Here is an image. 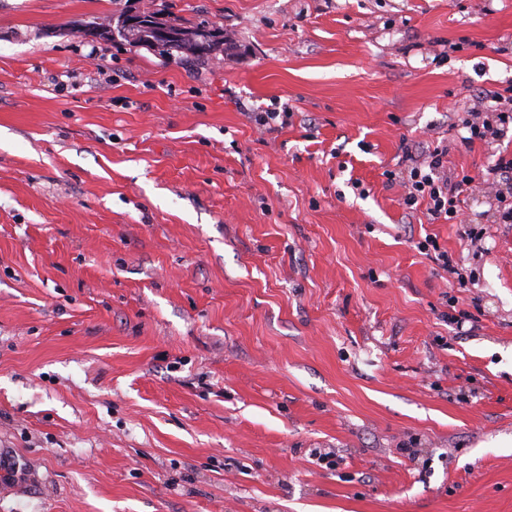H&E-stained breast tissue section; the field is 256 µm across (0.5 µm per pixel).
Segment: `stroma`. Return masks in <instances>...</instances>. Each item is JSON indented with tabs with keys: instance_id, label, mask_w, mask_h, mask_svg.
Here are the masks:
<instances>
[{
	"instance_id": "stroma-1",
	"label": "stroma",
	"mask_w": 512,
	"mask_h": 512,
	"mask_svg": "<svg viewBox=\"0 0 512 512\" xmlns=\"http://www.w3.org/2000/svg\"><path fill=\"white\" fill-rule=\"evenodd\" d=\"M510 85L512 0H0V512H512ZM141 12V13H140ZM134 15L140 20L139 26H127V20L131 13L120 15L114 23L112 17L97 18L101 22L92 21L78 28L72 29V34L78 36H88L84 28L91 30V35L103 38L115 43L126 42L132 46L143 47L153 50L161 57H169L172 51H178L197 59L210 58L216 52H224V30L215 28L209 29L206 26L187 27L178 22L177 19H171L158 10H143ZM167 17V18H165ZM164 24L174 33V38L166 43L160 44L155 32V25ZM208 31L211 35L206 46H202L201 35ZM464 114H467L470 118H466L463 122L465 123V128H468L470 131V137L469 140H473L474 138L478 139H485L487 136H491L494 138V136L499 135L500 129L494 127L488 123L486 120H481V115L483 112H479L478 110H466ZM402 148L404 161L411 164L407 165L410 170L404 203L410 207L426 203V213L433 221L442 217L446 221L455 219V201L461 187L472 181L473 177L464 175L460 180L448 179L447 165L444 164V158L448 156L447 149L435 147L428 154L431 160L427 165H422L417 163L412 146L405 143ZM426 166L428 170H425ZM481 179L486 182H491L495 186L498 185H511L512 186V158L506 159L500 157L497 163L486 169L481 174Z\"/></svg>"
}]
</instances>
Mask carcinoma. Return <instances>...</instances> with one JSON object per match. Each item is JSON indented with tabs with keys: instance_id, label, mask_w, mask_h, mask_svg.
Masks as SVG:
<instances>
[{
	"instance_id": "obj_1",
	"label": "carcinoma",
	"mask_w": 512,
	"mask_h": 512,
	"mask_svg": "<svg viewBox=\"0 0 512 512\" xmlns=\"http://www.w3.org/2000/svg\"><path fill=\"white\" fill-rule=\"evenodd\" d=\"M138 25L129 26L130 14H122L117 19L105 17L85 26L72 29L75 35L91 34L115 43L126 42L143 47L168 57L178 51L197 59L209 58L218 51H224V31L206 26L187 27L171 19L158 10H143L136 14Z\"/></svg>"
}]
</instances>
